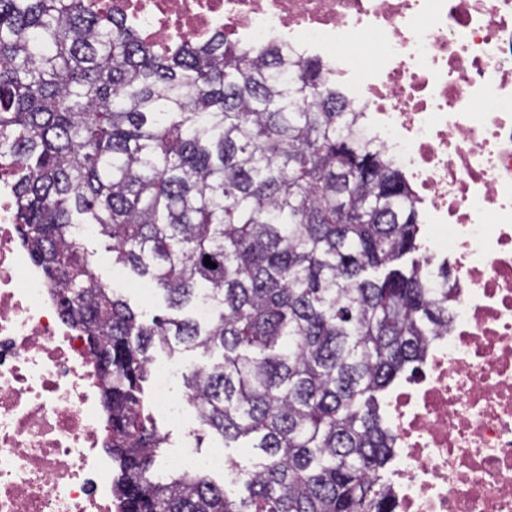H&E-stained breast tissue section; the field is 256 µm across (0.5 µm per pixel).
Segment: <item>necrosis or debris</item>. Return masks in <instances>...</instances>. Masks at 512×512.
Masks as SVG:
<instances>
[{
    "mask_svg": "<svg viewBox=\"0 0 512 512\" xmlns=\"http://www.w3.org/2000/svg\"><path fill=\"white\" fill-rule=\"evenodd\" d=\"M161 42L313 54L448 240L450 323L386 401L394 512H512V0H98ZM0 161V512H114L97 366Z\"/></svg>",
    "mask_w": 512,
    "mask_h": 512,
    "instance_id": "necrosis-or-debris-1",
    "label": "necrosis or debris"
}]
</instances>
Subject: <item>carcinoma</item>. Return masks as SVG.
<instances>
[{"instance_id":"cac0c4a2","label":"carcinoma","mask_w":512,"mask_h":512,"mask_svg":"<svg viewBox=\"0 0 512 512\" xmlns=\"http://www.w3.org/2000/svg\"><path fill=\"white\" fill-rule=\"evenodd\" d=\"M362 118L314 59L222 37L162 49L89 0H0V155L62 316L112 354L118 512H392L380 397L448 332L451 289L448 265L435 286L424 275L418 207L352 135ZM76 224L170 313L148 322L102 288ZM156 349L207 357L185 395L224 447L255 451L231 480L245 495L153 470Z\"/></svg>"}]
</instances>
